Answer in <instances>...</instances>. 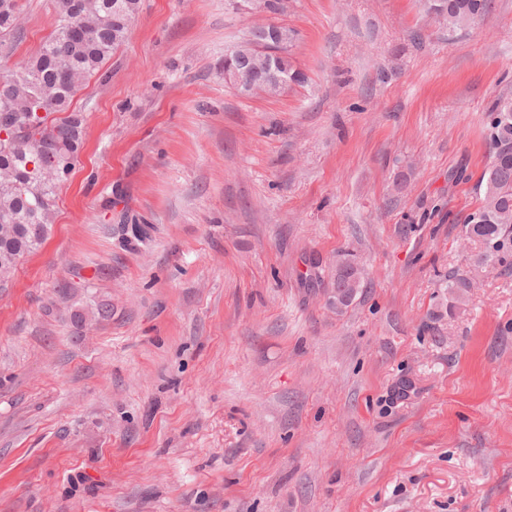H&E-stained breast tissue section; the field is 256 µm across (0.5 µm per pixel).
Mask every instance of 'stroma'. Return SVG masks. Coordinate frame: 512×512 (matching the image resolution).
I'll list each match as a JSON object with an SVG mask.
<instances>
[{
  "mask_svg": "<svg viewBox=\"0 0 512 512\" xmlns=\"http://www.w3.org/2000/svg\"><path fill=\"white\" fill-rule=\"evenodd\" d=\"M24 4L11 66L54 29ZM275 20L305 86L225 84L253 23L226 0H140L74 97L54 224L0 288V512H512V253L464 235L512 0L454 33L419 0ZM363 273L361 269L352 263H341L336 266L334 277V288H344L347 299L340 301V306L347 307L356 298L364 286Z\"/></svg>",
  "mask_w": 512,
  "mask_h": 512,
  "instance_id": "stroma-1",
  "label": "stroma"
}]
</instances>
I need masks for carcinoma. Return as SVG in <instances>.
Wrapping results in <instances>:
<instances>
[{
    "label": "carcinoma",
    "mask_w": 512,
    "mask_h": 512,
    "mask_svg": "<svg viewBox=\"0 0 512 512\" xmlns=\"http://www.w3.org/2000/svg\"><path fill=\"white\" fill-rule=\"evenodd\" d=\"M431 21L450 32L469 28L487 16L492 0H422ZM138 12V0H56L53 32L43 41L36 55L20 67L0 60V100L10 102L14 127L25 131L26 142L13 150L0 143V282H8L19 262L37 252L48 238L55 219V201L64 180L59 178L53 159H77L83 145L85 119L70 109L73 94L61 80V72H71L78 84H84L100 71L125 40ZM79 17L92 31L82 42L68 37V23ZM282 36L279 64L266 65L258 54L260 35L248 29L234 46L236 54L251 58L252 69L240 73L237 92L249 95L256 76L267 74L274 80L262 87L267 96H275L292 85L307 82L304 72L291 61V50L299 33L278 25ZM23 35L22 0H0V43L18 41ZM491 160L481 175L484 187L479 207L465 226L471 239L485 245L472 256L476 265L492 263L512 250V98L499 99L490 115ZM32 168H27V165ZM126 243L147 240L149 226L126 224L117 227ZM334 287L344 289L348 306L364 287L361 269L352 263L336 266ZM467 279L448 276V295L459 301Z\"/></svg>",
    "instance_id": "carcinoma-1"
}]
</instances>
